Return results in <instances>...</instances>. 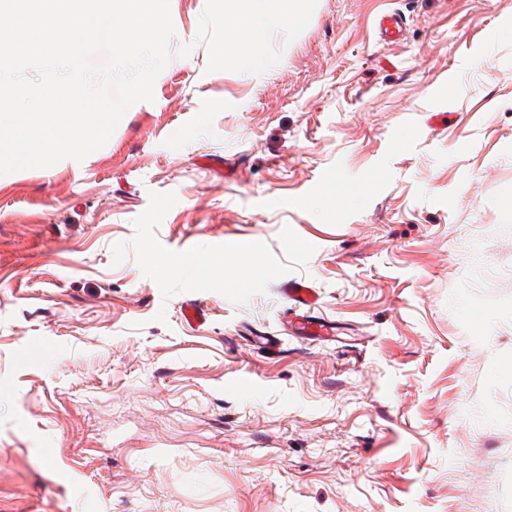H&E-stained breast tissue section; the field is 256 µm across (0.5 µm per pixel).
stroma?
Returning <instances> with one entry per match:
<instances>
[{
  "instance_id": "35a3bbf8",
  "label": "stroma",
  "mask_w": 512,
  "mask_h": 512,
  "mask_svg": "<svg viewBox=\"0 0 512 512\" xmlns=\"http://www.w3.org/2000/svg\"><path fill=\"white\" fill-rule=\"evenodd\" d=\"M205 4L105 146L0 176V512H512V0H318L260 74ZM405 22L396 11L380 15L376 21V35L379 41L392 42L402 36ZM281 293L291 312L285 324L291 336H321L327 331L324 322L310 314L318 302L317 289L310 281L292 279L283 286Z\"/></svg>"
}]
</instances>
